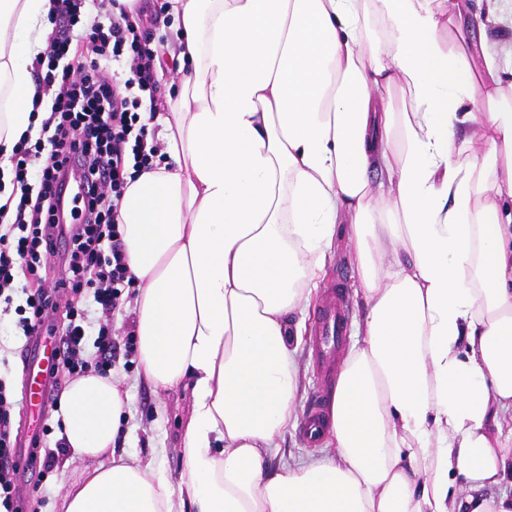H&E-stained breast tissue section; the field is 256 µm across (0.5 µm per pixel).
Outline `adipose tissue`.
I'll return each mask as SVG.
<instances>
[{"label":"adipose tissue","mask_w":512,"mask_h":512,"mask_svg":"<svg viewBox=\"0 0 512 512\" xmlns=\"http://www.w3.org/2000/svg\"><path fill=\"white\" fill-rule=\"evenodd\" d=\"M168 3L165 157L119 223L141 373L190 393L185 469L174 483L116 455L128 396L86 374L57 414L86 464L58 512H512V96L492 52L454 49L464 0ZM52 9L0 0L5 157L33 122ZM461 137L482 146L465 162ZM340 224L363 306L333 449L274 468Z\"/></svg>","instance_id":"adipose-tissue-1"}]
</instances>
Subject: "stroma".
Instances as JSON below:
<instances>
[{
	"mask_svg": "<svg viewBox=\"0 0 512 512\" xmlns=\"http://www.w3.org/2000/svg\"><path fill=\"white\" fill-rule=\"evenodd\" d=\"M471 18L466 33L468 42L485 45L501 59V82L512 85V0H500L497 10H490L487 0H467ZM344 279L350 298V323H357L360 312L358 296L354 290L358 277L353 261L352 245L344 229H337L336 238L327 260L326 275L322 287H329L337 279ZM15 315H7L5 325L0 326V379L11 387L17 400L11 423L14 429L41 428L49 425L50 434L43 436L40 447H54L59 438L53 425L55 408L39 413L37 407L26 402L27 387L23 380L22 359L26 339L14 326ZM299 390L295 400L294 419L279 439L280 450L271 466L288 462L291 458L319 453V446H310L302 440L299 428L312 393L321 387L309 344H302L297 353ZM113 375L120 379L129 395L128 411L122 423V432L116 441L117 452L141 459L154 458L158 468L171 480H178L183 468L181 438L189 414L188 391L177 389L155 391L143 378L138 364L127 363L124 356H117L111 367ZM81 462L72 461L58 465L42 481L28 479L23 490L26 494L24 512H54L65 485L78 478Z\"/></svg>",
	"mask_w": 512,
	"mask_h": 512,
	"instance_id": "1",
	"label": "stroma"
}]
</instances>
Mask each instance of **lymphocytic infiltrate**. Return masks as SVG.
I'll return each instance as SVG.
<instances>
[{"label":"lymphocytic infiltrate","instance_id":"f902f5d3","mask_svg":"<svg viewBox=\"0 0 512 512\" xmlns=\"http://www.w3.org/2000/svg\"><path fill=\"white\" fill-rule=\"evenodd\" d=\"M85 0H55L54 27L46 52L32 62L40 94L51 106L38 138L22 137L10 156L14 181L21 190L14 221L0 234V305L14 307L16 326L25 337H57L60 358L54 374L77 377L107 373L118 353L135 352L134 334L112 336V318L122 292L134 279L125 263L119 208L130 180L152 169L162 146L148 139L140 122L143 102L159 92L151 37L135 28L120 0H99L105 22L91 25L93 58L61 66L82 22ZM123 71H115V64ZM84 187L83 218L61 219L70 174ZM88 292L101 313L94 360H86L89 330L85 312L70 299ZM25 302L13 303L15 293ZM15 406L0 383V512H18L16 440L11 428Z\"/></svg>","mask_w":512,"mask_h":512}]
</instances>
